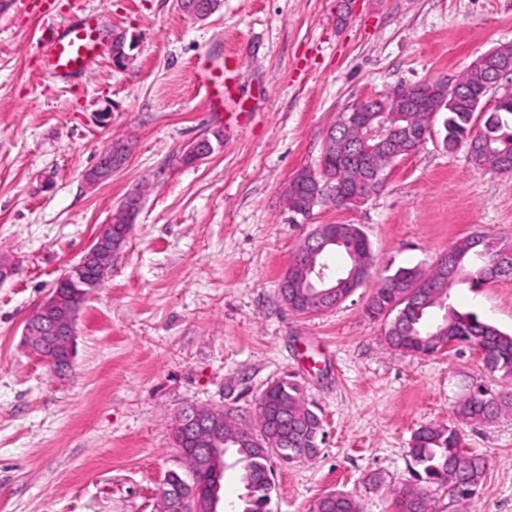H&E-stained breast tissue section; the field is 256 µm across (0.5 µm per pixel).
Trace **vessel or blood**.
Listing matches in <instances>:
<instances>
[{
	"mask_svg": "<svg viewBox=\"0 0 512 512\" xmlns=\"http://www.w3.org/2000/svg\"><path fill=\"white\" fill-rule=\"evenodd\" d=\"M41 18L38 62L42 75L68 78L83 73L102 58L107 44L101 35L98 13L81 11L61 22L53 14V0H36Z\"/></svg>",
	"mask_w": 512,
	"mask_h": 512,
	"instance_id": "b4317fda",
	"label": "vessel or blood"
}]
</instances>
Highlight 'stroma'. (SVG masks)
<instances>
[{
  "label": "stroma",
  "instance_id": "obj_1",
  "mask_svg": "<svg viewBox=\"0 0 512 512\" xmlns=\"http://www.w3.org/2000/svg\"><path fill=\"white\" fill-rule=\"evenodd\" d=\"M83 2L101 11L105 39L134 41L127 68L106 55L70 82L48 80L29 0L0 10V260L14 269L0 282V512H159L166 474L190 473L172 441L179 412L221 409L257 429L263 391L289 373L320 407L323 439L314 456L270 459V512H311L332 491L360 512H397L414 431L455 423L469 387L512 395V379L469 350L390 349L387 322L364 314L372 284L297 315L280 280L319 224L360 225L379 275L429 269L472 233L512 242V174L448 152L438 125L357 204L303 218L285 188L317 168L340 113L455 78L512 44V0H222L204 21L178 0ZM204 54L241 58L239 109H212L194 78ZM107 104L103 127L94 113ZM216 134L210 156L177 163ZM118 139L126 164L89 187L85 172ZM131 194L132 232L79 313L71 373L57 378L27 347L25 320ZM450 302L512 334V276L456 286ZM460 430L485 456V479L470 502L430 487L433 512H512V412Z\"/></svg>",
  "mask_w": 512,
  "mask_h": 512
}]
</instances>
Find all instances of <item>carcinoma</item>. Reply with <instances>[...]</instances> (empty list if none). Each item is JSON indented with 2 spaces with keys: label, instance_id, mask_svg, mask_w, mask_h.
Listing matches in <instances>:
<instances>
[{
  "label": "carcinoma",
  "instance_id": "obj_1",
  "mask_svg": "<svg viewBox=\"0 0 512 512\" xmlns=\"http://www.w3.org/2000/svg\"><path fill=\"white\" fill-rule=\"evenodd\" d=\"M471 86L450 97L445 88L434 81L400 85L383 97L389 110L386 127L389 145L376 140L367 142L368 152L349 160L336 153L322 154L317 170H301L302 182L295 196L288 199V209L307 215L313 201L346 204L345 196L365 197L379 182L372 181L374 171L385 170L391 157L406 156L418 149L422 141L417 136L443 113V147L452 151L460 144L468 148L470 160L477 169L492 168L512 173V99L488 112L480 111L491 91L476 72L468 73ZM409 96L416 108L412 112H396L397 102ZM481 130L474 132L476 123ZM333 252H342L348 264L341 269L345 278L353 269L357 276L349 285L353 290L372 277L375 259L370 242L356 224H327L310 234L293 256L282 280L288 282V303L299 313L314 314L341 303L339 298L321 301L305 299V275L300 260L315 264L327 261ZM478 259L477 268L471 267ZM512 275V243L503 242L481 233L465 236L444 252L427 271L418 267H399L374 286L365 306L371 319L390 320L385 334L386 344L403 353L431 355L445 345L485 351L483 363L492 373L512 377V334L486 323L472 312L454 308L448 300L450 291L459 284L479 288L484 283ZM512 401H505L483 387H476L461 398L454 414L470 423H490ZM257 422L261 442H255L250 430L237 426L224 415L219 437L224 453L235 457L242 470L241 480L246 489L241 512H268L273 490L268 462L274 456L290 461L296 459L298 448L316 453L321 435V418L306 403L300 384L286 376L270 385L257 406ZM409 454L417 470L415 483L399 492L395 500L397 512H430L427 486L448 488V494L459 499L476 497L487 469L486 459L463 448V435L455 426L422 425L411 437ZM191 481L170 471L164 479L168 496L192 488L204 491L213 481V473L198 465L190 466ZM312 512H360L358 503L338 493L334 498H319Z\"/></svg>",
  "mask_w": 512,
  "mask_h": 512
}]
</instances>
